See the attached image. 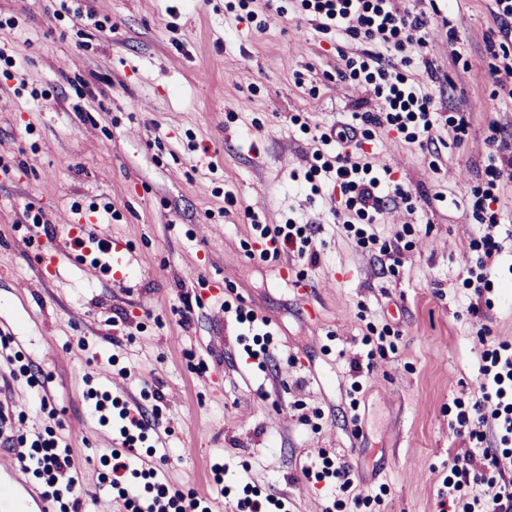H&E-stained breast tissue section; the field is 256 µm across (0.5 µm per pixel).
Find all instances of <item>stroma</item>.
Segmentation results:
<instances>
[{"label":"stroma","mask_w":512,"mask_h":512,"mask_svg":"<svg viewBox=\"0 0 512 512\" xmlns=\"http://www.w3.org/2000/svg\"><path fill=\"white\" fill-rule=\"evenodd\" d=\"M391 4L454 39L383 48L317 29L303 0H0V323L26 329L0 346V403L15 435L72 449L81 512H124L100 461L118 430L91 390L159 418L156 467L212 512L236 508L217 463L289 512H438L463 445L451 425L484 352L512 343V181L493 188L502 249L479 312L466 282L490 126L512 142V97L488 49L494 0ZM399 75L430 94L433 130L359 124L370 176L405 192L362 246L363 219L331 213L322 163L338 146L318 136L379 110ZM289 222L315 225L316 263L262 249ZM72 224L125 245L123 285L95 248L51 263ZM239 307L269 321L264 366ZM324 452L353 482L332 509L302 472Z\"/></svg>","instance_id":"35a3bbf8"}]
</instances>
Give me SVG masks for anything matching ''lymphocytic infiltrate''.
Returning <instances> with one entry per match:
<instances>
[{"label":"lymphocytic infiltrate","mask_w":512,"mask_h":512,"mask_svg":"<svg viewBox=\"0 0 512 512\" xmlns=\"http://www.w3.org/2000/svg\"><path fill=\"white\" fill-rule=\"evenodd\" d=\"M314 20L321 29L334 27L346 33L363 34L366 40L390 43L397 37L426 46L439 33L425 12L398 11L387 0H311ZM432 99L414 88L391 85L378 114L362 113L366 122L404 130L407 120L420 117L424 130H431L429 119ZM335 190L345 206L360 216L376 219L394 198L379 180L368 177L367 166L352 153L336 154ZM124 421L121 448L112 449L105 461L111 467L110 485L122 500L125 512H199L202 500L194 490L182 491L157 481L155 468H132L140 446L149 432L159 430L158 418L143 411L122 407ZM453 430L471 440L472 448L449 454L451 479L438 503L439 512H448L454 493L473 484H486L482 495L473 497L464 512H512V345L502 342L490 354L488 364L479 368V394L471 409L460 411ZM493 436V447L484 444ZM23 470L43 478L42 497L52 512H79V500H68L59 484L73 467L69 448L53 437L35 435L29 449L20 454Z\"/></svg>","instance_id":"obj_1"}]
</instances>
